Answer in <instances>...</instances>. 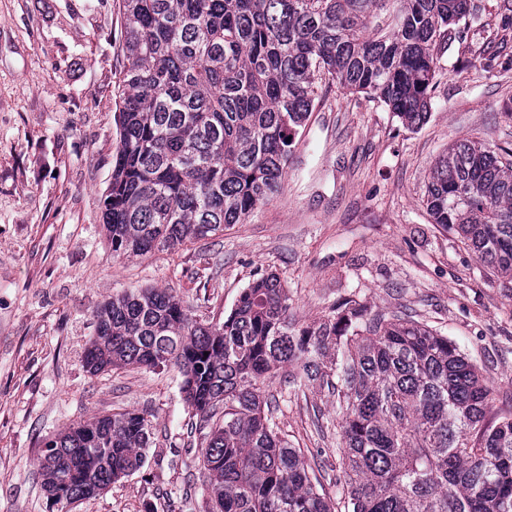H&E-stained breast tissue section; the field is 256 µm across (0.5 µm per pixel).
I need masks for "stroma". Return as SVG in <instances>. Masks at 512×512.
<instances>
[{"instance_id":"stroma-1","label":"stroma","mask_w":512,"mask_h":512,"mask_svg":"<svg viewBox=\"0 0 512 512\" xmlns=\"http://www.w3.org/2000/svg\"><path fill=\"white\" fill-rule=\"evenodd\" d=\"M475 4L462 37L438 50L423 125L331 84L279 192L245 223L172 253L116 257L102 212L119 146V0H0V512H58L36 466L46 443L125 411L154 425L143 467L70 512H202L205 440L189 426L178 368L84 366L96 309L125 290H167L203 323L223 321L264 272L303 323L354 295L452 339L492 388V414H512V282L426 207L449 144L512 149V15L504 0ZM266 388L282 431L328 483L334 398L278 378Z\"/></svg>"}]
</instances>
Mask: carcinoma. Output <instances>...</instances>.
Returning a JSON list of instances; mask_svg holds the SVG:
<instances>
[{
    "mask_svg": "<svg viewBox=\"0 0 512 512\" xmlns=\"http://www.w3.org/2000/svg\"><path fill=\"white\" fill-rule=\"evenodd\" d=\"M120 144L103 220L112 255L172 251L242 224L279 191L319 90L331 79L403 125L432 107L436 49L472 0H122ZM426 206L512 281V159L448 145ZM270 272L221 323L170 292H125L95 313L86 371L169 364L207 430L205 512H336L274 420L265 382L336 397L345 512H512V417L448 337L411 316L343 298L301 324ZM152 422L130 411L71 427L38 462L60 512L139 470Z\"/></svg>",
    "mask_w": 512,
    "mask_h": 512,
    "instance_id": "obj_1",
    "label": "carcinoma"
}]
</instances>
